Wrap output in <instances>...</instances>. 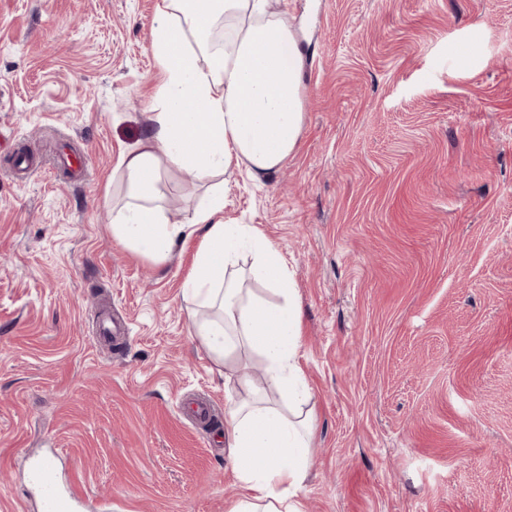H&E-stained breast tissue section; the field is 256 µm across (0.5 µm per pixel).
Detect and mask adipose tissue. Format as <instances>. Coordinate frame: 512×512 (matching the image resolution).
<instances>
[{
  "mask_svg": "<svg viewBox=\"0 0 512 512\" xmlns=\"http://www.w3.org/2000/svg\"><path fill=\"white\" fill-rule=\"evenodd\" d=\"M272 0H157L151 51L162 82L148 135L117 170L130 200L116 209L112 237L165 263L173 245L198 238L183 295L201 344L231 368L241 349L261 357L265 383L292 405L267 396L229 400L224 436L241 488L226 512H304L309 476L311 390L298 364L301 309L280 248L257 228L224 219V194L211 191L189 223H170L157 191L161 173L192 170L200 182L244 165L257 178L278 171L295 151L304 114L299 35ZM248 277H230L243 253Z\"/></svg>",
  "mask_w": 512,
  "mask_h": 512,
  "instance_id": "ef3b65f1",
  "label": "adipose tissue"
}]
</instances>
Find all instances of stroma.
Returning a JSON list of instances; mask_svg holds the SVG:
<instances>
[{
	"label": "stroma",
	"instance_id": "obj_1",
	"mask_svg": "<svg viewBox=\"0 0 512 512\" xmlns=\"http://www.w3.org/2000/svg\"><path fill=\"white\" fill-rule=\"evenodd\" d=\"M156 0H0V512L56 454L100 512H225V378L183 282L112 238L117 165L161 80ZM304 123L224 219L282 250L313 392L305 512H512V0H281ZM27 152L30 167L13 159ZM171 221L207 195L158 184ZM208 399L190 420L179 403Z\"/></svg>",
	"mask_w": 512,
	"mask_h": 512
}]
</instances>
